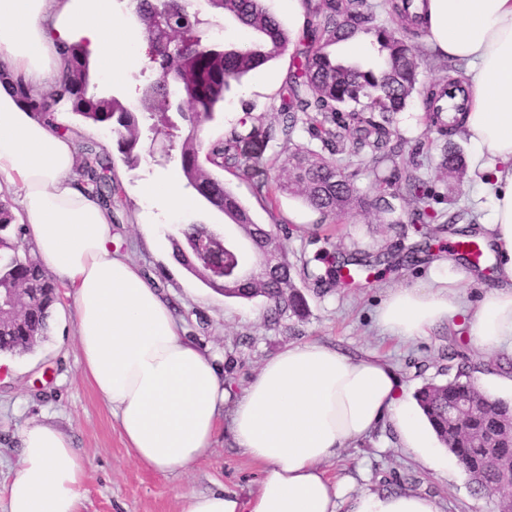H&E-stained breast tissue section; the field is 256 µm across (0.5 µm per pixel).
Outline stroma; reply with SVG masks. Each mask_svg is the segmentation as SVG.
<instances>
[{"label":"stroma","instance_id":"obj_1","mask_svg":"<svg viewBox=\"0 0 512 512\" xmlns=\"http://www.w3.org/2000/svg\"><path fill=\"white\" fill-rule=\"evenodd\" d=\"M266 5L293 34L286 53L247 75L228 94L220 116L204 127L203 144L224 138L244 112L270 125L287 89L297 42L304 26L302 0H266ZM395 139L407 151L379 169L365 167L357 157L341 155L337 161L354 174L363 195H371L375 176L404 180L418 172L439 195L438 212L454 216L432 242L430 251L415 262L376 267L372 276L346 286H315L294 276L307 309L297 316L287 312L270 319L263 298L249 301L227 298L207 288L172 257L171 235L188 220L223 223L224 217L203 202L164 224L156 223L140 190L145 181L177 170L176 160H165L164 151L177 145L180 133L173 130L157 136L153 155L143 156L136 169L122 160L113 164V178L120 186L114 198L112 224L114 249L128 255L146 278L162 288L173 304L186 336L201 349L220 354L224 376L235 388H243L262 363L291 343L317 341L354 355H375L388 362L409 391L423 384L453 378L460 365H467L476 383L492 396H499L494 378L500 359L512 358V350L482 352L471 343L460 322H443L425 335L405 341L379 335L375 318L390 287L407 288L429 282L434 263L453 254L459 230L478 231L490 222L489 192L482 174L471 163L473 147L465 135L453 138L465 160L462 171L449 174L439 166L445 143L429 127L420 95H413L407 108L395 115ZM241 150L258 157L249 174L224 171V181L250 209L260 224L287 226L283 245L291 263L313 257L329 239L343 253H406L418 240L409 226L410 206L403 199L394 205L400 226L389 224L371 208H359L336 221L322 217L296 196L278 194L268 205L257 183L287 181L288 171L276 163L278 148L261 137L246 140ZM498 255L485 253L478 265L456 263L460 289L477 301L495 286ZM57 308L62 316L53 320L45 338L29 352L0 355V512H7L6 487L16 477L21 453L19 435L31 422L56 426L71 441L85 462L79 512H181L183 491L205 492L218 487L256 489L257 468L235 448L228 433H219L211 453L191 468L166 475L134 461L124 444L111 408L99 397L83 375L79 341L70 288L58 290ZM328 477L345 482L349 494L368 489L377 493L414 491L438 500L442 512H495L491 500L475 494L459 466L444 459L426 462L421 454L402 448L391 424H384L356 445L344 449L324 466Z\"/></svg>","mask_w":512,"mask_h":512}]
</instances>
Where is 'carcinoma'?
Segmentation results:
<instances>
[{
  "mask_svg": "<svg viewBox=\"0 0 512 512\" xmlns=\"http://www.w3.org/2000/svg\"><path fill=\"white\" fill-rule=\"evenodd\" d=\"M228 24L243 30L242 42L213 43L205 33L207 19L194 7L192 0H165L172 19L166 29H158L151 19L155 0H135L134 11L153 48V69L159 78L140 88L136 101L129 104L120 98L96 91L90 80L89 51L80 44L69 49L66 67L45 90L35 89L19 79L13 91L22 104L56 130V106L65 103L82 120L101 125L116 137L117 150L129 168L136 167L144 151L143 137L152 129L149 121L157 120L176 129L168 115L167 103L176 96L190 106L178 112L183 123L178 150L184 187L192 190L208 208L231 219L247 238L257 236L262 250L248 258L242 252L224 251V277H219L197 261L199 241H210L213 232L202 222H194L170 237L173 257L187 271L227 298L251 300L263 297L268 311L277 317L287 311L304 312V297L294 289L291 270L280 234L286 228L276 224L267 229L258 224L224 178L205 169L199 161L200 132L224 105L232 84L251 72L279 58L290 42L288 30L269 11L266 0H207ZM306 27L304 50L297 53L290 75L288 97L277 112L275 123L263 130L269 143L277 139L292 145L298 123L307 125L312 138L328 150L329 155L298 148L288 153V182L279 190L296 195L312 210L325 217L342 218L355 206L367 205L390 216L394 208L385 199L391 182L378 183L371 198L359 195L351 176L338 165L333 155L336 144L357 156L366 165H379L402 152V143L392 139L393 116L402 111L417 90L416 55L406 38L395 29L374 23L371 4L360 0H304ZM356 36L370 39L377 58L372 65L348 61L329 48ZM253 117L242 118L238 125L213 143L207 153L209 163L217 169H237L248 173L240 144L256 129H247ZM81 157L80 184L108 211L112 210L117 185L112 179V156L94 142L78 145ZM439 165L456 172L463 160L454 147L446 146ZM401 196L412 207L416 220L436 219L433 202L437 194L418 177L406 180ZM23 227L6 200H0V289H40L36 301L16 314L9 329L0 332V350L20 353L35 347L48 330L49 310L57 303L58 283L44 266L20 254ZM321 260L328 268L306 271L316 284L341 278L354 283L372 268L364 258L337 259L326 253ZM253 269L251 275L238 273V266ZM472 396L480 405L477 421L469 429L449 420V411L461 399ZM416 401L438 441L448 452L462 460L477 494L490 486L502 493L512 491V471L495 468L488 457L489 449L475 436L509 426L512 401L496 398L477 389L466 368L445 382H427L416 393Z\"/></svg>",
  "mask_w": 512,
  "mask_h": 512,
  "instance_id": "obj_1",
  "label": "carcinoma"
}]
</instances>
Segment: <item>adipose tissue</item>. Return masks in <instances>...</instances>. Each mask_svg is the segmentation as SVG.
Returning <instances> with one entry per match:
<instances>
[{
  "label": "adipose tissue",
  "mask_w": 512,
  "mask_h": 512,
  "mask_svg": "<svg viewBox=\"0 0 512 512\" xmlns=\"http://www.w3.org/2000/svg\"><path fill=\"white\" fill-rule=\"evenodd\" d=\"M419 13L432 48L470 65L462 130L490 188L500 282L469 301L451 261L439 260L428 284L388 289L376 326L412 339L456 319L477 349L495 350L512 345V0H424ZM76 43L90 51L96 77L109 80L137 52L112 0H0V193L11 195L25 238L73 290L85 375L140 464L162 474L190 468L224 426L259 466L257 492L187 491L182 512H337L344 496L324 463L387 421L402 447L420 451L429 440L422 412L385 360L318 342L288 345L234 391L217 356L184 336L161 291L113 252L111 217L79 184L69 134L53 132L13 94L19 78L36 88L54 81L64 47ZM20 444L8 512H78L84 461L69 439L32 423ZM348 500L347 512H441L408 491Z\"/></svg>",
  "instance_id": "ef3b65f1"
}]
</instances>
